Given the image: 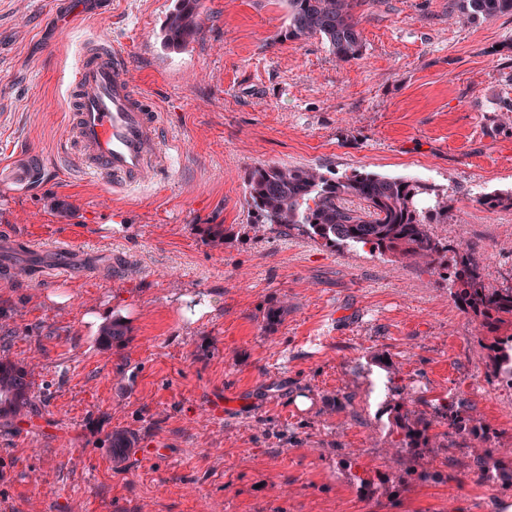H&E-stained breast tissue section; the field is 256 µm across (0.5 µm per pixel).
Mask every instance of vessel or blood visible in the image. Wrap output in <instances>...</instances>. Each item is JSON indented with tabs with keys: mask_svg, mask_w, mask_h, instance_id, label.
<instances>
[{
	"mask_svg": "<svg viewBox=\"0 0 512 512\" xmlns=\"http://www.w3.org/2000/svg\"><path fill=\"white\" fill-rule=\"evenodd\" d=\"M71 119L65 140L78 167L113 184L144 183L164 166L162 114L135 91L125 53L87 47L67 84Z\"/></svg>",
	"mask_w": 512,
	"mask_h": 512,
	"instance_id": "1",
	"label": "vessel or blood"
}]
</instances>
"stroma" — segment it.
<instances>
[{"mask_svg": "<svg viewBox=\"0 0 512 512\" xmlns=\"http://www.w3.org/2000/svg\"><path fill=\"white\" fill-rule=\"evenodd\" d=\"M176 0H0V161L38 157L35 188L0 182V358L28 366L42 413L0 429V512H512L469 481L468 449L439 450L433 482L367 499L349 472L389 464L399 387L428 410L453 396L512 456V402L487 379L476 323L438 276L304 236L254 234L258 165L375 172L441 185L436 234L475 246L490 282L512 268V16L458 21L449 0H369L359 60L287 39L286 0H200L179 51ZM103 42L128 55L176 145L167 173L106 188L57 152L65 87ZM207 224L227 241L203 237ZM73 260L54 265L57 246ZM69 293L67 305L45 293ZM288 311L263 330L272 300ZM111 309L129 344L84 321ZM117 429L139 443L114 461ZM200 0H179L178 7L170 13L163 28V45L178 49L189 44L199 34L202 19Z\"/></svg>", "mask_w": 512, "mask_h": 512, "instance_id": "1", "label": "stroma"}]
</instances>
